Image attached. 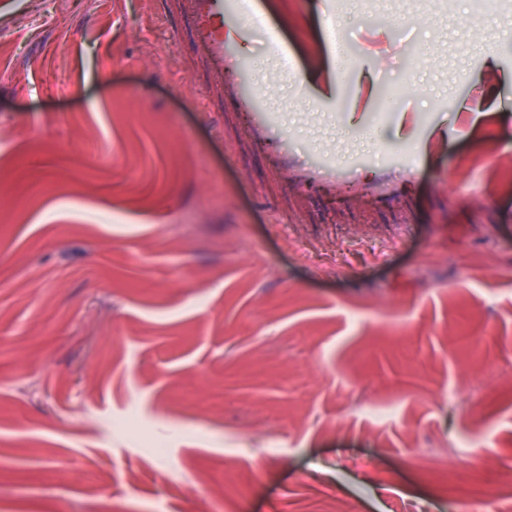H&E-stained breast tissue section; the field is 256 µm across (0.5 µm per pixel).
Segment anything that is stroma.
Returning <instances> with one entry per match:
<instances>
[{"instance_id": "1", "label": "stroma", "mask_w": 512, "mask_h": 512, "mask_svg": "<svg viewBox=\"0 0 512 512\" xmlns=\"http://www.w3.org/2000/svg\"><path fill=\"white\" fill-rule=\"evenodd\" d=\"M239 23L269 110L291 104L260 147L172 0H0V512L512 491V390L477 417L451 398L459 337L512 371V0L478 24L471 0H254ZM330 75L364 114L307 120ZM284 136L302 162L336 145L346 183L278 180ZM423 137L446 147L391 199L351 191Z\"/></svg>"}]
</instances>
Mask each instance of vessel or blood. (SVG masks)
Masks as SVG:
<instances>
[{"mask_svg": "<svg viewBox=\"0 0 512 512\" xmlns=\"http://www.w3.org/2000/svg\"><path fill=\"white\" fill-rule=\"evenodd\" d=\"M250 0H181L184 15L191 22L197 46L205 61L216 71L217 90L228 93L238 111L247 117L246 133L253 145L265 144L277 123L252 83V61L243 34L224 31L225 20L245 12ZM280 177L296 190L314 182L335 185L342 172L329 152L316 153L311 161L298 164L288 139L278 142Z\"/></svg>", "mask_w": 512, "mask_h": 512, "instance_id": "b4317fda", "label": "vessel or blood"}]
</instances>
